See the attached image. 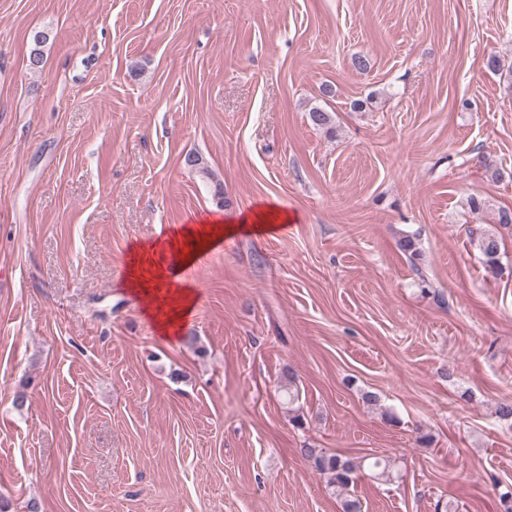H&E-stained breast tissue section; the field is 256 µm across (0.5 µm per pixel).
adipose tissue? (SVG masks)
I'll list each match as a JSON object with an SVG mask.
<instances>
[{"instance_id":"1","label":"adipose tissue","mask_w":512,"mask_h":512,"mask_svg":"<svg viewBox=\"0 0 512 512\" xmlns=\"http://www.w3.org/2000/svg\"><path fill=\"white\" fill-rule=\"evenodd\" d=\"M292 221V216L286 210L273 204H264L237 218L224 221L216 215L211 221L203 220L186 225L178 235L166 242L134 249L135 261L128 271L125 285L132 293L148 298V315L162 338H181L196 296L192 289L169 279L162 263L156 259L158 251L171 250L182 262L187 263L193 260L194 253L185 249L186 241H197L204 248L215 245L216 239L208 231L209 223H224L226 232L230 234L240 231L261 234Z\"/></svg>"}]
</instances>
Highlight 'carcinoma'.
Instances as JSON below:
<instances>
[{"label":"carcinoma","instance_id":"obj_1","mask_svg":"<svg viewBox=\"0 0 512 512\" xmlns=\"http://www.w3.org/2000/svg\"><path fill=\"white\" fill-rule=\"evenodd\" d=\"M46 40L47 36L42 31L32 35L29 51L30 68L37 69L41 66ZM470 235L476 240L487 267L492 272H497L500 255L499 234L478 227L470 230ZM305 454L313 461L315 470L326 478L327 485L341 498L342 512H362L363 505L360 499L351 494L357 472L367 468L376 479L389 481L393 478L390 463L382 458L376 457L370 462L364 458L355 461L336 454H328L321 448H307Z\"/></svg>","mask_w":512,"mask_h":512}]
</instances>
